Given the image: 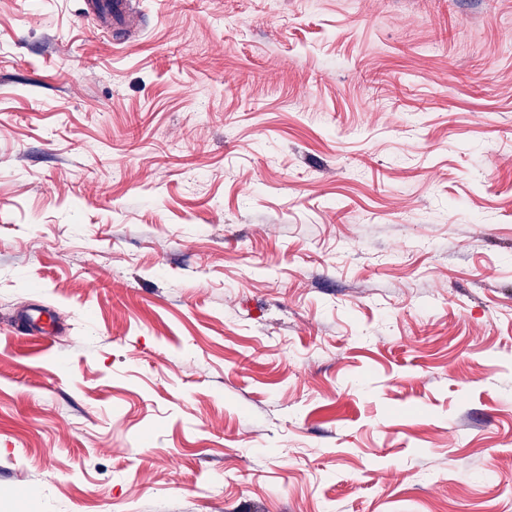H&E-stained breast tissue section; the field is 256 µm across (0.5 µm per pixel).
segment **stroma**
<instances>
[{
  "label": "stroma",
  "mask_w": 512,
  "mask_h": 512,
  "mask_svg": "<svg viewBox=\"0 0 512 512\" xmlns=\"http://www.w3.org/2000/svg\"><path fill=\"white\" fill-rule=\"evenodd\" d=\"M1 491L512 512V0H0ZM19 318L23 322L25 334L48 341L55 335V319L47 308L23 310Z\"/></svg>",
  "instance_id": "obj_1"
}]
</instances>
